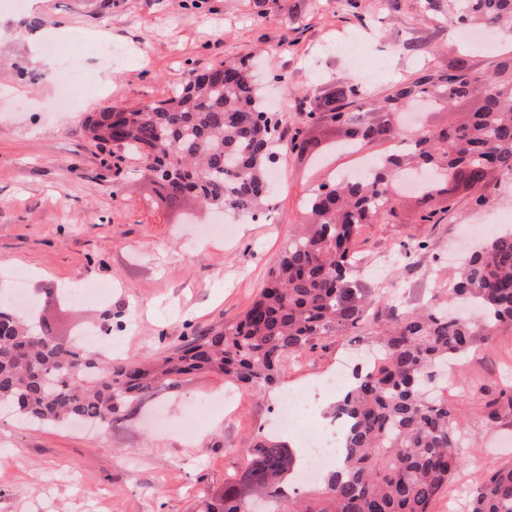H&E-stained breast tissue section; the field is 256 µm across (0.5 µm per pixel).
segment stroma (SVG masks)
I'll use <instances>...</instances> for the list:
<instances>
[{
    "instance_id": "1",
    "label": "stroma",
    "mask_w": 512,
    "mask_h": 512,
    "mask_svg": "<svg viewBox=\"0 0 512 512\" xmlns=\"http://www.w3.org/2000/svg\"><path fill=\"white\" fill-rule=\"evenodd\" d=\"M48 30L68 29L62 54L81 57L85 88L66 115L49 112L57 96L59 62L31 46L29 15ZM493 46L463 44L428 0H0V295L26 278L56 335L79 338L106 320L112 357L156 358L211 326L237 319L263 288L270 268L303 221L309 194L353 173L359 157L396 151L397 140L357 151L342 144L339 127L308 120L315 99L355 82L371 99L394 95L424 73L443 74L466 61L477 75L512 63V28L492 30ZM357 41L365 73L332 51ZM256 71L265 100L276 105L281 137L275 150L273 223L218 225L230 216L194 199L173 205L144 165L122 171L124 192L112 191L108 152L87 135L84 121L103 107L134 110L169 98L182 70L222 60ZM39 73L30 83L28 72ZM404 123L440 129L464 121V105L404 106ZM323 146V154L288 150L294 131ZM486 201L457 192L435 224L418 223L414 195L401 196L396 216L365 225L357 240L363 262L353 279L377 308L412 310L446 288L455 264L449 251L468 229L484 231L512 215V176L487 178ZM90 283L109 288L102 301L80 302ZM369 329L326 337L321 346L284 361L281 384L306 390L335 370L346 349H373ZM222 375L183 376L117 412L111 426L34 425L0 417V512H204L240 467L244 449L272 437L277 398L248 389L230 407ZM512 391V324L501 325L461 362L449 406L464 434V466L449 492L464 512L469 493L512 461V414L491 424L487 401Z\"/></svg>"
}]
</instances>
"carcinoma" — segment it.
Segmentation results:
<instances>
[{
  "mask_svg": "<svg viewBox=\"0 0 512 512\" xmlns=\"http://www.w3.org/2000/svg\"><path fill=\"white\" fill-rule=\"evenodd\" d=\"M449 21L512 22V0H451ZM437 97L466 101L467 121L416 135L407 152L380 158L365 177L323 185L306 202L305 230L291 235L267 286L240 319L215 326L156 360H103L100 354L53 335L43 316L27 321L0 299V412L14 409L39 423L108 425L123 407L172 380L216 372L234 385L261 393L276 387L285 359L311 350L326 336L360 328L375 301L350 278L361 261L354 250L361 225L394 212L398 174L415 165L428 172L417 196L420 219L429 224L437 196L451 200L464 186L480 190L492 170L512 175V80L484 81L465 63L437 86L424 74L385 102H372L358 85L336 87L320 112L341 126L344 138L367 146L399 134L398 103ZM270 113L263 110L253 75L220 61L189 67L172 97L133 111L105 107L87 121L93 141H122L147 169L171 178L179 192L209 207L254 214L268 202V172L275 156ZM458 299L479 304L478 320L448 316ZM512 323V231L491 236L473 252L434 304L414 311L391 307L379 333L381 363L355 370L353 382L333 406L350 425L345 451L326 470L317 498L284 509V489L299 470L298 449L261 438L247 450L242 470L206 512H245L256 496L263 512H432L448 481L461 469L458 433L448 400L426 396L425 379L448 368V358ZM470 512H512V463L490 473L473 492Z\"/></svg>",
  "mask_w": 512,
  "mask_h": 512,
  "instance_id": "obj_1",
  "label": "carcinoma"
}]
</instances>
